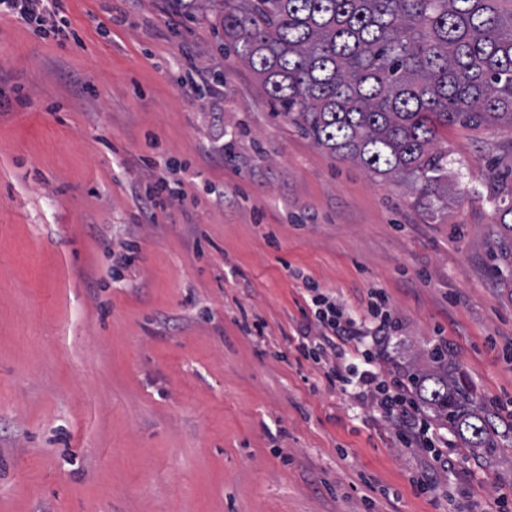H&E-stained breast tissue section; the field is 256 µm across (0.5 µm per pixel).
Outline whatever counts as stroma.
Wrapping results in <instances>:
<instances>
[{"label":"stroma","mask_w":512,"mask_h":512,"mask_svg":"<svg viewBox=\"0 0 512 512\" xmlns=\"http://www.w3.org/2000/svg\"><path fill=\"white\" fill-rule=\"evenodd\" d=\"M63 39L0 17V512H497L512 448L448 471L350 377L296 350L301 270L365 314L384 377L449 344L512 415V295L490 274V159L449 129L429 196L317 147L215 21L59 0ZM161 178L183 197L147 213ZM135 249L125 264L124 245ZM434 489L420 487L423 472Z\"/></svg>","instance_id":"1"}]
</instances>
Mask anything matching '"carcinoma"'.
Returning a JSON list of instances; mask_svg holds the SVG:
<instances>
[{
    "instance_id": "1",
    "label": "carcinoma",
    "mask_w": 512,
    "mask_h": 512,
    "mask_svg": "<svg viewBox=\"0 0 512 512\" xmlns=\"http://www.w3.org/2000/svg\"><path fill=\"white\" fill-rule=\"evenodd\" d=\"M217 16L224 42L281 114L335 158L424 188L448 180V128L512 127V0H169ZM493 271L512 295V165L491 167ZM406 387L459 447H512L501 417L448 346L412 366Z\"/></svg>"
}]
</instances>
